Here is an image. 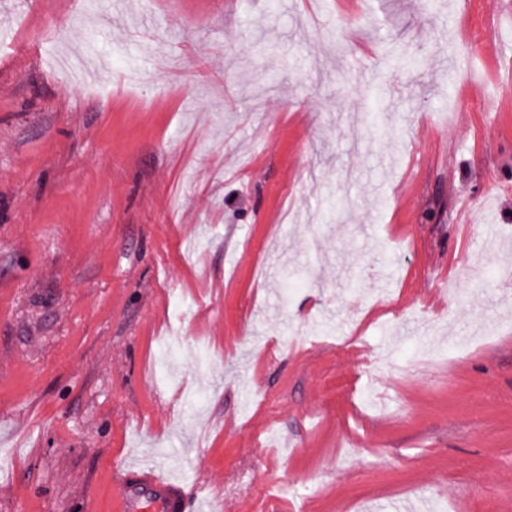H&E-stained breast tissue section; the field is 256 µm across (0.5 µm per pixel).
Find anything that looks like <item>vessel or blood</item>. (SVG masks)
<instances>
[{
	"label": "vessel or blood",
	"mask_w": 512,
	"mask_h": 512,
	"mask_svg": "<svg viewBox=\"0 0 512 512\" xmlns=\"http://www.w3.org/2000/svg\"><path fill=\"white\" fill-rule=\"evenodd\" d=\"M185 484L153 463L128 469L121 496L122 512H184Z\"/></svg>",
	"instance_id": "vessel-or-blood-1"
}]
</instances>
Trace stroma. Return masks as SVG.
Instances as JSON below:
<instances>
[{
  "mask_svg": "<svg viewBox=\"0 0 512 512\" xmlns=\"http://www.w3.org/2000/svg\"><path fill=\"white\" fill-rule=\"evenodd\" d=\"M501 7L0 0V512H512ZM183 481L172 478L166 467L153 463L127 469L121 496L123 512H182L185 509Z\"/></svg>",
  "mask_w": 512,
  "mask_h": 512,
  "instance_id": "stroma-1",
  "label": "stroma"
}]
</instances>
